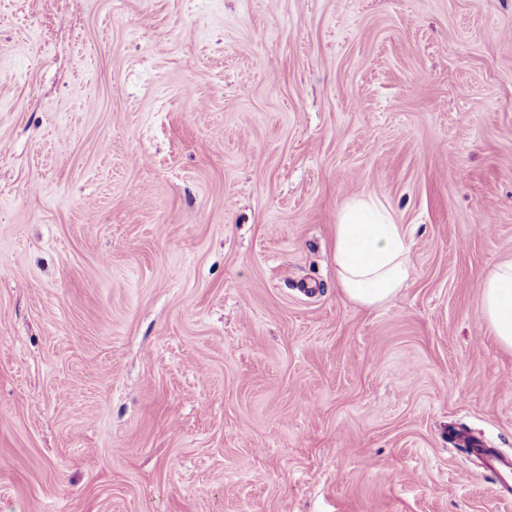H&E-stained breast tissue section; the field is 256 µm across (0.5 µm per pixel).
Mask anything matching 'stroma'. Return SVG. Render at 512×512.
<instances>
[{"mask_svg": "<svg viewBox=\"0 0 512 512\" xmlns=\"http://www.w3.org/2000/svg\"><path fill=\"white\" fill-rule=\"evenodd\" d=\"M509 260L512 0H0V512H512ZM403 224L390 210L356 200L336 224L334 256L338 283L352 302L368 308L392 300L415 275ZM479 318L499 343L512 348V262L495 265L480 283ZM461 441L466 446L470 455L481 460L486 467L499 478L500 488L502 484V475L512 472V457L502 455L491 448H486L479 440H472L469 437H462Z\"/></svg>", "mask_w": 512, "mask_h": 512, "instance_id": "1", "label": "stroma"}]
</instances>
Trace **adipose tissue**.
I'll return each instance as SVG.
<instances>
[{
  "label": "adipose tissue",
  "instance_id": "1",
  "mask_svg": "<svg viewBox=\"0 0 512 512\" xmlns=\"http://www.w3.org/2000/svg\"><path fill=\"white\" fill-rule=\"evenodd\" d=\"M403 225L384 206L356 200L336 226L338 283L352 302L368 308L392 300L415 275ZM479 318L499 343L512 348V262L495 265L480 283Z\"/></svg>",
  "mask_w": 512,
  "mask_h": 512
}]
</instances>
